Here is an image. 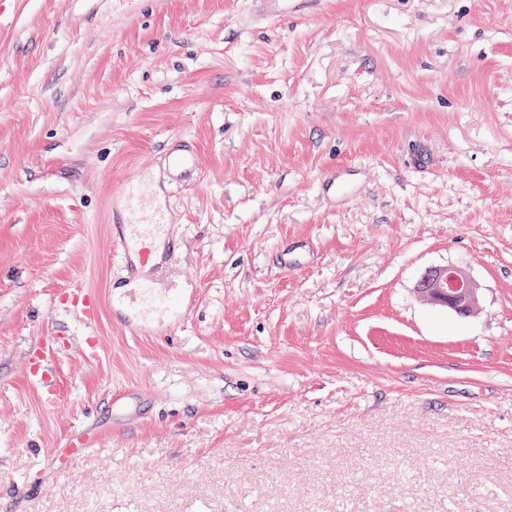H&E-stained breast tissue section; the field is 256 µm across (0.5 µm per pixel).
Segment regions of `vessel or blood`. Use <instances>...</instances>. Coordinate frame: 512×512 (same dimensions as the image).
Here are the masks:
<instances>
[{"label":"vessel or blood","mask_w":512,"mask_h":512,"mask_svg":"<svg viewBox=\"0 0 512 512\" xmlns=\"http://www.w3.org/2000/svg\"><path fill=\"white\" fill-rule=\"evenodd\" d=\"M199 170L196 149L178 138L165 158L163 183L138 179L121 185L112 197L111 244L138 293L133 303L121 297L112 300L113 309L121 311L125 323H143L145 314L157 308L167 310L176 319L184 314V298L159 293L157 281L163 266L154 254L169 240L171 212L161 201L164 186L188 185ZM70 308L82 322L92 324L100 314L102 299L94 293L76 292Z\"/></svg>","instance_id":"b4317fda"}]
</instances>
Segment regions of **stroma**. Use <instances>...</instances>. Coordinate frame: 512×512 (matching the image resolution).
<instances>
[{
	"label": "stroma",
	"instance_id": "35a3bbf8",
	"mask_svg": "<svg viewBox=\"0 0 512 512\" xmlns=\"http://www.w3.org/2000/svg\"><path fill=\"white\" fill-rule=\"evenodd\" d=\"M174 136L201 169L170 194L159 288L194 300L137 328L109 302L131 293L112 193L162 180ZM289 238L311 257L286 276ZM448 264L480 288L471 317L414 291ZM74 290L102 298L95 324ZM0 512H512V0L268 22L248 0H13Z\"/></svg>",
	"mask_w": 512,
	"mask_h": 512
}]
</instances>
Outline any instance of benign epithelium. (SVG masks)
I'll return each instance as SVG.
<instances>
[{"label": "benign epithelium", "mask_w": 512, "mask_h": 512, "mask_svg": "<svg viewBox=\"0 0 512 512\" xmlns=\"http://www.w3.org/2000/svg\"><path fill=\"white\" fill-rule=\"evenodd\" d=\"M415 291L422 300L461 317L472 315L479 303L477 284L464 268L457 265L426 270L418 279Z\"/></svg>", "instance_id": "1"}]
</instances>
